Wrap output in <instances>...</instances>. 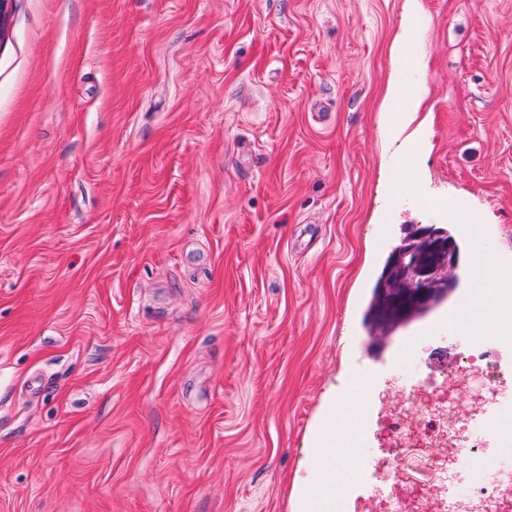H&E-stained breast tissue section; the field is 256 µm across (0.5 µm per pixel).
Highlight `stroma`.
Here are the masks:
<instances>
[{"label":"stroma","mask_w":512,"mask_h":512,"mask_svg":"<svg viewBox=\"0 0 512 512\" xmlns=\"http://www.w3.org/2000/svg\"><path fill=\"white\" fill-rule=\"evenodd\" d=\"M406 0H12L0 32V512H306L351 382L470 352L472 237L512 269V0H418L422 99L380 112ZM412 168L428 207L391 188ZM457 198L476 225L449 223ZM460 286L374 344L404 226ZM449 383V414L512 400ZM377 287L378 282L373 290V295L366 315V323L370 326L371 330H373L374 328L380 327L379 325L382 318H386L390 324L384 323L381 328L395 329L397 321L388 317L381 300L377 296Z\"/></svg>","instance_id":"stroma-1"}]
</instances>
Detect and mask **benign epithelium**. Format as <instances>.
<instances>
[{
    "mask_svg": "<svg viewBox=\"0 0 512 512\" xmlns=\"http://www.w3.org/2000/svg\"><path fill=\"white\" fill-rule=\"evenodd\" d=\"M458 263V243L446 228L412 226L389 257L379 296L410 322L416 310L429 313L448 299L456 287Z\"/></svg>",
    "mask_w": 512,
    "mask_h": 512,
    "instance_id": "benign-epithelium-1",
    "label": "benign epithelium"
}]
</instances>
